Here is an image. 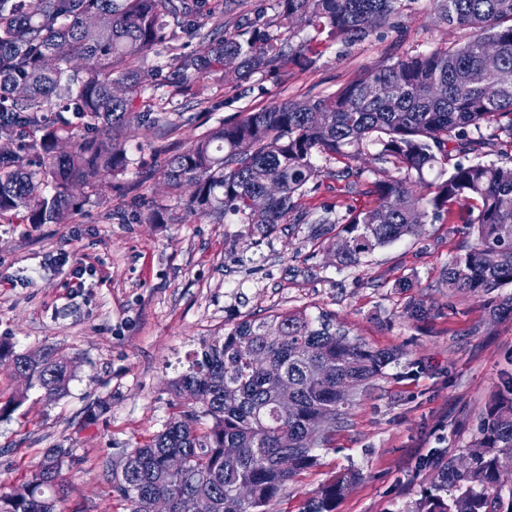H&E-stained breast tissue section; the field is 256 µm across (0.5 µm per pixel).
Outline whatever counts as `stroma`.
<instances>
[{
    "label": "stroma",
    "mask_w": 512,
    "mask_h": 512,
    "mask_svg": "<svg viewBox=\"0 0 512 512\" xmlns=\"http://www.w3.org/2000/svg\"><path fill=\"white\" fill-rule=\"evenodd\" d=\"M401 25L349 48L319 40L311 67L239 85L191 76L174 96L159 76L165 124L129 142L126 173L105 177L82 216L36 227L0 219V341L19 352L51 348L77 365L67 394L49 400L0 364V407L21 401L0 416L1 488L22 485L46 449L62 446L70 456L61 512H123L112 462L177 412L170 383L189 354L243 319L286 310L332 314L351 336L397 358L320 449L317 466L296 476L277 512H301L347 469L359 478L337 512H412L433 480L421 456L445 448L467 458L479 416L512 373V319L495 318L485 298L449 294L443 280L473 241L466 204L420 235L341 266L327 250L340 225L320 236L311 224H282L267 235L235 216L212 224L186 215L162 176L170 155L222 122L332 95L363 70L467 36L438 19L432 0H411ZM345 166L324 161L317 190L300 207L331 205L340 217L373 207L375 183L394 173L371 154L355 161L358 176L340 177ZM152 205L168 208L174 223L142 222ZM413 300L430 310L428 320L408 318Z\"/></svg>",
    "instance_id": "obj_1"
}]
</instances>
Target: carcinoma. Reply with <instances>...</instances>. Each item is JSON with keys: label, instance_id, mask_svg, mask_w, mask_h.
I'll use <instances>...</instances> for the list:
<instances>
[{"label": "carcinoma", "instance_id": "cac0c4a2", "mask_svg": "<svg viewBox=\"0 0 512 512\" xmlns=\"http://www.w3.org/2000/svg\"><path fill=\"white\" fill-rule=\"evenodd\" d=\"M433 2L443 23L471 31L466 41L366 69L332 96L289 100L206 132L166 161L171 193L191 186L187 213L218 224L231 214L268 233L305 223L297 201L318 184V159L354 162L375 147L376 159L396 170L375 184L376 205L341 218L323 208L314 219L344 225L328 244L336 262L357 264L466 200L475 241L445 270L448 289L484 296L512 284V167L469 160L476 142L468 139L469 129L493 124L512 140V0ZM244 6L224 0L236 23L220 41L201 24L191 28L201 51L178 57L177 72H220L239 83L304 69L313 47L297 39L298 28L355 43L378 28L400 31L405 10L404 0H274L270 16ZM211 11L209 0H0V134L18 139L17 151L0 153V218L63 224L84 212L101 174L124 173L129 105L154 83L143 66L147 53L176 40L186 19ZM487 40L497 43L501 73L511 77L493 99L484 94L497 79L483 65ZM56 112L72 118H50ZM162 121L149 107L137 130ZM453 152L448 176L417 192L414 183ZM489 250L498 252L494 264L484 261ZM394 360L395 353L349 337L327 313L245 319L223 339L200 342L170 384L182 410L148 441L121 451L112 492L124 512H150L156 493L170 497L171 512H273ZM66 361L46 350L29 369L32 388L48 398L66 393L74 378ZM274 372L296 394L286 415L277 410ZM172 454L184 459L180 473L166 469ZM285 455L294 462L288 471L279 466ZM431 455L437 477L413 512H512V487L501 485L502 473L512 472V375L480 417L466 466L442 450ZM66 457L65 448L49 449L24 482L27 495L0 490V512H58ZM357 478L353 470L333 475L303 512H336Z\"/></svg>", "mask_w": 512, "mask_h": 512}]
</instances>
